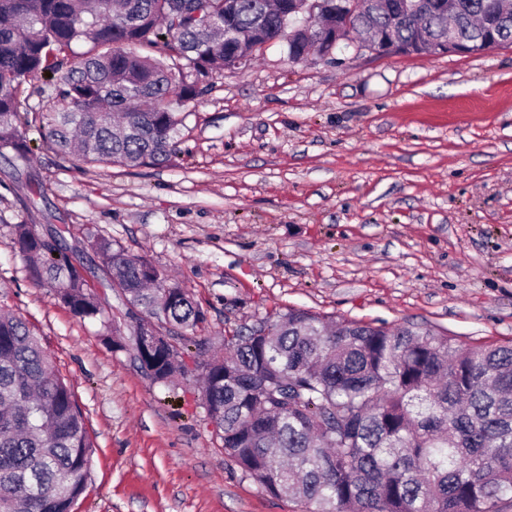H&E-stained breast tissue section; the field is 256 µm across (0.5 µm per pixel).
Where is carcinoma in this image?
I'll use <instances>...</instances> for the list:
<instances>
[{"instance_id": "carcinoma-1", "label": "carcinoma", "mask_w": 512, "mask_h": 512, "mask_svg": "<svg viewBox=\"0 0 512 512\" xmlns=\"http://www.w3.org/2000/svg\"><path fill=\"white\" fill-rule=\"evenodd\" d=\"M422 8L401 20L359 15L416 46L450 31L473 37L489 0H459L453 26ZM0 0V158L32 161L23 86L58 76L67 107L43 145L80 165L162 167L177 153L174 105L215 75L287 36L274 0ZM84 43L82 53L73 46ZM289 58L313 35L287 41ZM10 247L33 282L80 318L105 308L95 285L119 287L159 336L130 339L113 317L112 347L166 384L195 374L224 453L274 498L304 512H508L512 507V345L461 346L427 327L371 326L288 308L224 337L194 339L206 320L192 295L147 258L94 235L75 246L49 226L17 224ZM102 266L84 262L89 253ZM194 368H188L186 360ZM94 444L71 386L25 321L0 313V512H72L91 481Z\"/></svg>"}]
</instances>
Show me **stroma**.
<instances>
[{
  "instance_id": "1",
  "label": "stroma",
  "mask_w": 512,
  "mask_h": 512,
  "mask_svg": "<svg viewBox=\"0 0 512 512\" xmlns=\"http://www.w3.org/2000/svg\"><path fill=\"white\" fill-rule=\"evenodd\" d=\"M56 78L26 84L28 198L0 161V309L26 320L86 416L91 480L74 512H302L225 454L194 380L152 382L30 279L17 224L101 232L189 290L197 338L288 308L459 344L512 343V46L378 56L352 43L294 62L286 40L216 75L163 167L82 168L43 147Z\"/></svg>"
}]
</instances>
